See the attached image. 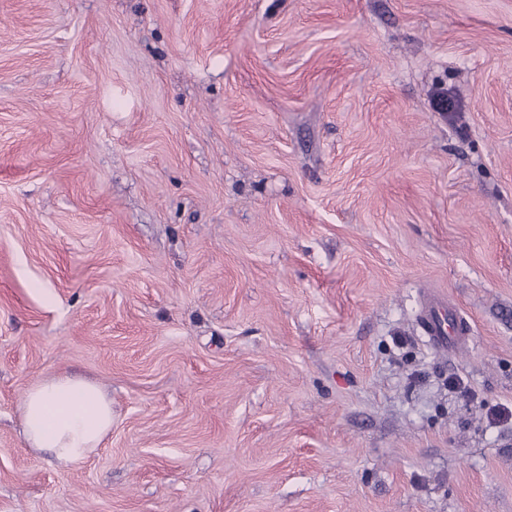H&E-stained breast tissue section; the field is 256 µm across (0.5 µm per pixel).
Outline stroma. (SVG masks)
<instances>
[{"label":"stroma","mask_w":512,"mask_h":512,"mask_svg":"<svg viewBox=\"0 0 512 512\" xmlns=\"http://www.w3.org/2000/svg\"><path fill=\"white\" fill-rule=\"evenodd\" d=\"M511 405L512 0H0V512H512ZM446 307L439 302L430 303L423 316V329L428 334L433 346L444 351L459 348L468 326L451 310L445 313ZM111 432L112 397L89 380L54 374L24 393L20 434L25 446L48 453L62 468L84 461Z\"/></svg>","instance_id":"1"}]
</instances>
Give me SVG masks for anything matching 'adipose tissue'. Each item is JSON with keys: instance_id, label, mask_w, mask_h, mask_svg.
Instances as JSON below:
<instances>
[{"instance_id": "1", "label": "adipose tissue", "mask_w": 512, "mask_h": 512, "mask_svg": "<svg viewBox=\"0 0 512 512\" xmlns=\"http://www.w3.org/2000/svg\"><path fill=\"white\" fill-rule=\"evenodd\" d=\"M111 431L112 399L89 380L54 374L24 393L20 405L23 442L48 453L60 467L84 461Z\"/></svg>"}]
</instances>
